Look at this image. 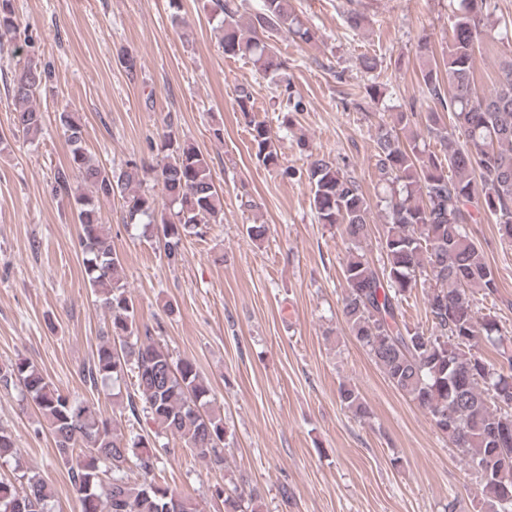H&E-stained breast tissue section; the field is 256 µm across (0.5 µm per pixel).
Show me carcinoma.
I'll return each mask as SVG.
<instances>
[{"mask_svg":"<svg viewBox=\"0 0 512 512\" xmlns=\"http://www.w3.org/2000/svg\"><path fill=\"white\" fill-rule=\"evenodd\" d=\"M224 54L252 62L256 71L274 74L282 67L276 47L267 39L284 34L312 44L317 32L304 23L290 0H259L241 24L239 0H210ZM489 0H460L452 34L442 49V63L429 62L428 40L419 41L421 79L429 98L448 112L426 113L428 134L438 150L419 147L411 131L416 113L395 117L409 135L381 124L376 133L375 168L386 184L382 198L388 213L378 245L386 261L371 262L364 243L371 233V205L358 182L324 156H309L310 205L318 223L340 231L347 244L341 265L345 290L343 322L355 341L380 368L389 383L425 411L435 428L478 474L481 491L477 512H512V349L502 348L492 363L479 351L480 341L503 344L496 316L478 315L477 296L499 288L468 225L481 214L494 218L499 236L512 243V64L501 69L497 86L481 92L473 56L487 29ZM14 0H0V44L21 38ZM48 73L37 60L17 63L12 79L13 123L30 141L44 129L37 97ZM250 136L251 153L266 168L291 169L280 162L279 137L266 118L255 112L252 93L238 88L234 99ZM69 147L68 165L54 175L53 190L73 198L84 279L110 316L100 336L93 364L83 370L90 386L135 374L136 388L127 395V422L134 428L146 419L154 436L124 434L97 416L94 407L57 390L43 372L24 358L0 368V385H19L44 418L60 458L68 466L80 512H168L178 499L180 512H199V505L166 483L156 481L163 459L162 437L180 439L184 447L213 467H227L224 418L210 409L211 387L196 364L176 358L168 345L140 326L135 300L122 276L123 260L101 224L100 203L118 197L125 220L141 228L142 237L163 242L169 263L181 260L183 242L201 237L210 224L224 220L223 196L209 160L176 136L178 117L167 113L157 147L163 154L152 166L128 160L118 169L103 167L85 148V130L74 112L59 113ZM161 186L169 209L159 208L147 178ZM428 284V326L412 325L404 303L418 284ZM340 404L355 417L369 407L360 391L342 383ZM14 460L20 486L0 482V512H50L53 488L17 458L14 441L0 427V461ZM141 480L127 474L129 464ZM211 495L224 512H259L257 496L229 479Z\"/></svg>","mask_w":512,"mask_h":512,"instance_id":"1","label":"carcinoma"}]
</instances>
